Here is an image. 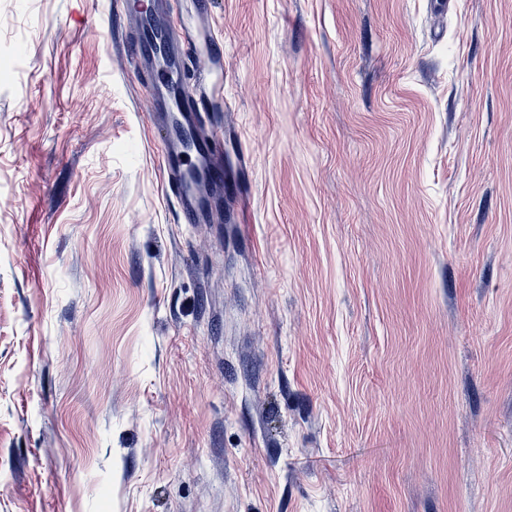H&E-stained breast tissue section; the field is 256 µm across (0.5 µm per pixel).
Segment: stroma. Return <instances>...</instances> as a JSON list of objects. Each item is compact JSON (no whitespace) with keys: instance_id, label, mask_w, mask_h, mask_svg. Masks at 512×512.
<instances>
[{"instance_id":"stroma-1","label":"stroma","mask_w":512,"mask_h":512,"mask_svg":"<svg viewBox=\"0 0 512 512\" xmlns=\"http://www.w3.org/2000/svg\"><path fill=\"white\" fill-rule=\"evenodd\" d=\"M185 224L114 0H0V512H512V0H173ZM164 91L152 94L151 119L163 128L162 171L168 193L177 201L185 224H210L209 201L200 191L224 184L223 137L219 129L204 133L205 112L198 103L178 96L179 71L160 80Z\"/></svg>"}]
</instances>
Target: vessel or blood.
<instances>
[{"mask_svg": "<svg viewBox=\"0 0 512 512\" xmlns=\"http://www.w3.org/2000/svg\"><path fill=\"white\" fill-rule=\"evenodd\" d=\"M123 9L137 12L141 33L133 42L136 52L153 54L170 49L178 39L169 26H159L151 0H119ZM162 91L152 95L151 118L161 126L162 171L168 193L177 201L183 223L205 224L210 204L201 197L206 188L221 187L224 181L223 137L206 126L199 104L180 97V74H162Z\"/></svg>", "mask_w": 512, "mask_h": 512, "instance_id": "b4317fda", "label": "vessel or blood"}]
</instances>
